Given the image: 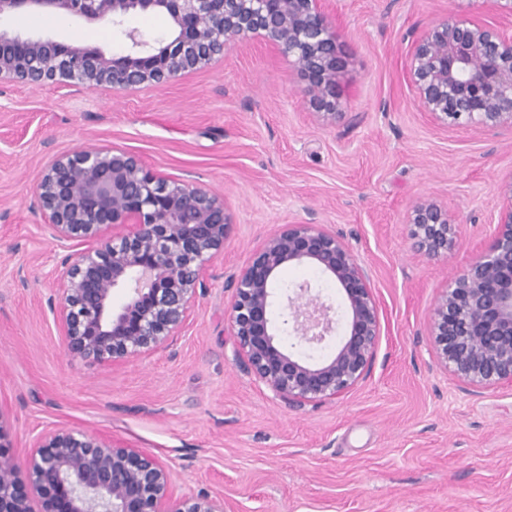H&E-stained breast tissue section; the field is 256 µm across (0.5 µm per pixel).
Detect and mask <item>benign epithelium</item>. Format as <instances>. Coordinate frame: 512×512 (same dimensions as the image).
<instances>
[{"mask_svg":"<svg viewBox=\"0 0 512 512\" xmlns=\"http://www.w3.org/2000/svg\"><path fill=\"white\" fill-rule=\"evenodd\" d=\"M486 3L496 20L480 18ZM20 8L109 21L126 49L111 54L0 30V80L158 86L230 47L262 40L304 74L317 116L336 120L345 63L328 20L332 0H0V16ZM143 13L167 16L168 35L153 38L126 26ZM408 74L435 124L512 127V0H455L413 41ZM35 198L51 237L63 247L82 246L56 267L60 295L51 301L71 356L125 361L178 335L208 266L224 252L231 215L223 199L162 177L133 153L94 145L55 156L36 180ZM409 221L413 246L428 255L456 243L448 213L431 200L420 201ZM287 265L317 268L342 293L344 334L319 362L297 356L279 333L319 346L335 331L334 308L303 282L287 295L276 322L272 285ZM117 290L126 300L115 308ZM229 320L244 370L299 406L332 399L363 379L380 336L366 269L316 224H286L253 254L236 278ZM431 336L438 360L468 386L512 383V175L497 187L490 244L437 299ZM0 512H224V498L177 496L170 470L154 455L57 427L33 441L23 480L0 443Z\"/></svg>","mask_w":512,"mask_h":512,"instance_id":"1","label":"benign epithelium"}]
</instances>
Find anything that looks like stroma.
<instances>
[{
    "label": "stroma",
    "mask_w": 512,
    "mask_h": 512,
    "mask_svg": "<svg viewBox=\"0 0 512 512\" xmlns=\"http://www.w3.org/2000/svg\"><path fill=\"white\" fill-rule=\"evenodd\" d=\"M347 65L339 114L312 115L300 71L275 48L228 49L156 88L0 83V427L17 476L43 429L65 426L156 456L177 494H221L224 512H512V386L474 392L435 356L431 313L494 233L512 130L443 128L408 77L420 31L450 0H334ZM120 51L110 23L0 18ZM90 144L138 155L158 174L223 198L232 216L187 327L166 348L112 363L68 355L49 309L64 248L43 228L37 174ZM447 210L456 244L411 239L421 200ZM286 224H317L369 273L380 336L367 376L336 398L292 407L236 364L229 308L253 253ZM308 282L283 268L277 297Z\"/></svg>",
    "instance_id": "1"
}]
</instances>
